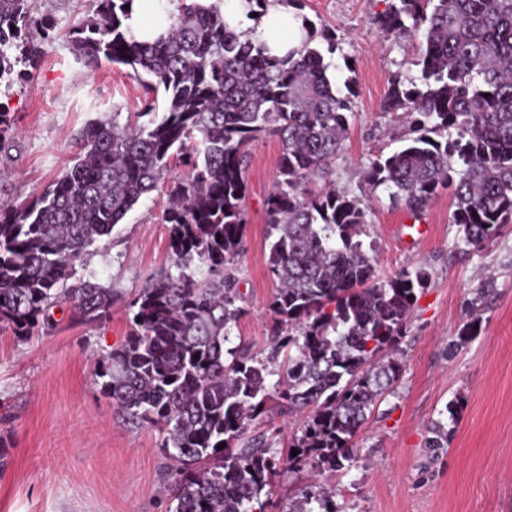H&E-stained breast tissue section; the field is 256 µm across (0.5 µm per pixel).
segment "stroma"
I'll return each mask as SVG.
<instances>
[{
	"instance_id": "obj_1",
	"label": "stroma",
	"mask_w": 512,
	"mask_h": 512,
	"mask_svg": "<svg viewBox=\"0 0 512 512\" xmlns=\"http://www.w3.org/2000/svg\"><path fill=\"white\" fill-rule=\"evenodd\" d=\"M388 0H304L317 30L335 34L331 72L357 82L345 150L329 175L361 196L376 242L377 273L388 279L424 267L420 296L402 347L403 372L360 428L358 459L330 478L341 512H512V224L481 248L461 243L453 201L440 191L412 230L407 210L364 183L369 162L403 145L407 125L382 112L394 72L416 78L409 61L419 38L385 36L371 23ZM94 0H33V14L55 28L54 39L24 79L0 86V107L13 132L0 151V200L39 195L79 153L77 134L92 120L125 125L145 96L125 67L77 61L66 39ZM281 143L256 141L247 169L246 249L240 260L244 316L235 343L268 345L269 300L277 287L268 269L264 201L274 183ZM165 198L143 197L86 261L102 283L121 293L111 318L97 327L63 317L52 333L19 341L0 331V512H173L170 460L153 428L124 423L93 378L99 360L129 331L124 300L170 262ZM486 289L477 336L459 342L470 302ZM457 401L448 445L429 454L433 422Z\"/></svg>"
}]
</instances>
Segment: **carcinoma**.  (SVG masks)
<instances>
[{"instance_id": "obj_1", "label": "carcinoma", "mask_w": 512, "mask_h": 512, "mask_svg": "<svg viewBox=\"0 0 512 512\" xmlns=\"http://www.w3.org/2000/svg\"><path fill=\"white\" fill-rule=\"evenodd\" d=\"M133 2L95 0V17L66 38L87 67H127L147 93L163 94L164 110L151 100L122 128L86 124L71 168L33 199L0 205V327L19 340L49 332L63 306L81 324L107 321L121 295L76 264L141 197L163 192L170 265L127 302L131 330L95 382L127 423L161 430L176 463L175 512H265L282 449L256 425L304 412L288 468L322 476L353 466L355 435L399 382V345L429 273L380 280L365 205L324 185L348 127L349 98L325 60L335 36L317 44L303 15L307 41L277 57L252 31L229 27L222 0H180L165 32L139 41L125 24ZM30 3L0 0V83L53 38ZM372 23L387 36H421L420 76L391 79L382 111L414 137L376 156L366 183L415 217L448 188L462 243L488 244L512 224V0H391ZM267 134L282 145L266 199L277 288L269 346L251 352L232 333L244 315L246 169ZM482 298L458 336L474 332ZM447 443L438 420L427 448ZM282 512H340L336 489L315 481Z\"/></svg>"}]
</instances>
